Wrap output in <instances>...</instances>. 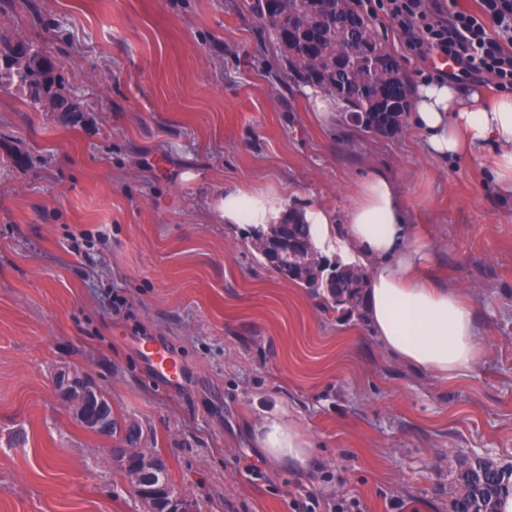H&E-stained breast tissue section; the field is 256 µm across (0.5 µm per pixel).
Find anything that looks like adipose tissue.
I'll list each match as a JSON object with an SVG mask.
<instances>
[{"instance_id":"adipose-tissue-1","label":"adipose tissue","mask_w":512,"mask_h":512,"mask_svg":"<svg viewBox=\"0 0 512 512\" xmlns=\"http://www.w3.org/2000/svg\"><path fill=\"white\" fill-rule=\"evenodd\" d=\"M410 122L424 152L438 161L476 157L496 192L512 198V96L491 99L477 86L422 82ZM215 212L221 222L251 227L305 224L315 252L367 274V321L382 351L417 372L444 379L472 370L484 355L477 304L461 288L438 283L430 266L434 247L409 221L397 181L372 169L358 184L355 202L337 211L308 199L291 203L272 191L226 189ZM255 440L272 462L309 468L313 441L291 418L266 414Z\"/></svg>"}]
</instances>
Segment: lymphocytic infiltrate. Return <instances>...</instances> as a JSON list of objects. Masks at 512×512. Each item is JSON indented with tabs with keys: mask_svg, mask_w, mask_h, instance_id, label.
I'll use <instances>...</instances> for the list:
<instances>
[{
	"mask_svg": "<svg viewBox=\"0 0 512 512\" xmlns=\"http://www.w3.org/2000/svg\"><path fill=\"white\" fill-rule=\"evenodd\" d=\"M478 2V10L448 14L436 0H383L380 7L411 55L449 57L496 90L512 92V0Z\"/></svg>",
	"mask_w": 512,
	"mask_h": 512,
	"instance_id": "f902f5d3",
	"label": "lymphocytic infiltrate"
}]
</instances>
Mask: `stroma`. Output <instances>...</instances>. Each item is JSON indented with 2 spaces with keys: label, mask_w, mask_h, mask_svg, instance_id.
<instances>
[{
  "label": "stroma",
  "mask_w": 512,
  "mask_h": 512,
  "mask_svg": "<svg viewBox=\"0 0 512 512\" xmlns=\"http://www.w3.org/2000/svg\"><path fill=\"white\" fill-rule=\"evenodd\" d=\"M247 2L0 0V39L37 43L83 108L66 125L0 94V512L144 510L108 440L53 400L62 363L140 419L200 512H299L309 494L448 512L456 456L512 460V202L478 159L429 158L411 124L376 137L318 121ZM374 25L410 84L434 72ZM372 167L438 241L440 279L478 302L487 356L465 375L388 357L365 321L325 310L214 211L230 187L341 210ZM140 336L179 355V388L147 371ZM276 410L316 442L314 466L255 447Z\"/></svg>",
  "instance_id": "35a3bbf8"
}]
</instances>
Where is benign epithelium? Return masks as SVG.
Here are the masks:
<instances>
[{"instance_id": "benign-epithelium-1", "label": "benign epithelium", "mask_w": 512, "mask_h": 512, "mask_svg": "<svg viewBox=\"0 0 512 512\" xmlns=\"http://www.w3.org/2000/svg\"><path fill=\"white\" fill-rule=\"evenodd\" d=\"M259 242L274 269L280 266L283 255L291 250L301 254L307 263L314 264L312 257L304 254L300 245L281 233H265L259 237ZM51 387L57 404L73 421L105 439H112L105 396L89 373L73 365L61 366L51 376ZM108 452L111 464L123 471L147 512H197V505L192 499L147 479L149 466L142 470L132 466L134 449L127 447L123 440L115 439Z\"/></svg>"}]
</instances>
